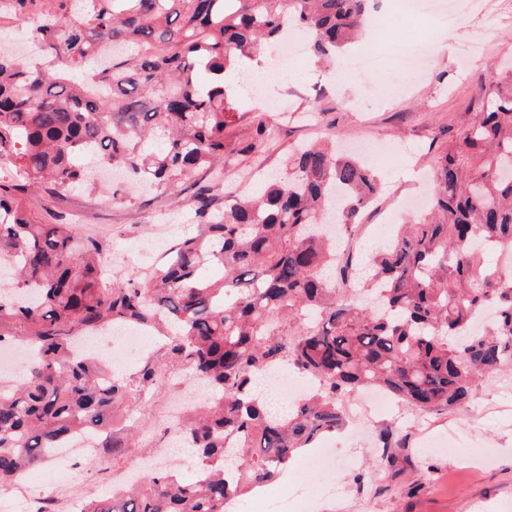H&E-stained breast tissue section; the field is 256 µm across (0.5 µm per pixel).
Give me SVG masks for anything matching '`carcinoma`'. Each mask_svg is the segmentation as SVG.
<instances>
[{"mask_svg": "<svg viewBox=\"0 0 512 512\" xmlns=\"http://www.w3.org/2000/svg\"><path fill=\"white\" fill-rule=\"evenodd\" d=\"M11 2L40 54L0 55V157L16 159L0 184V258L15 268L0 287V343L25 339L36 354L23 378L0 385L1 488L79 432L114 455L130 447L117 411L165 365L146 363L129 383L75 353L86 331L172 330L167 359L209 396L183 426L196 478L158 473L83 512H224L339 428L346 395L375 386L434 414L512 367V266L499 263L512 259V64L437 156L428 208L369 259L358 301L341 292L358 260L336 253V232L382 190L370 166L325 140L296 147L258 194L216 208L214 188L239 61L291 26L330 59L362 32L368 0H49L34 17L28 0ZM202 170L214 186L190 183ZM85 183L129 203L141 187L185 185L197 231L146 279L107 288L100 240L36 222L26 200ZM209 265L224 275L205 277ZM280 363L324 391L275 409L256 378Z\"/></svg>", "mask_w": 512, "mask_h": 512, "instance_id": "cac0c4a2", "label": "carcinoma"}]
</instances>
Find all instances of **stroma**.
Returning a JSON list of instances; mask_svg holds the SVG:
<instances>
[{
  "mask_svg": "<svg viewBox=\"0 0 512 512\" xmlns=\"http://www.w3.org/2000/svg\"><path fill=\"white\" fill-rule=\"evenodd\" d=\"M371 13L385 25L367 47L377 56L368 71L337 77L347 56L318 61L309 53L289 70L272 69L265 76V94L281 99L308 120L279 122L250 98L246 85L253 60H243L235 80L240 117L226 131L224 192L241 194L260 189L269 174L283 170L289 148L324 132L356 147L367 143L379 150L407 152L401 163L382 162L376 171L399 195L420 191L429 178L433 159L479 110V89L492 77L495 64L512 55V0H495L490 16L468 7L466 0L424 17L420 28L434 42L425 69L403 68L399 49H415L402 15L392 0H371ZM493 21L494 46L477 58L464 54L486 21ZM265 115L266 136L256 134V117ZM40 223L72 224L77 235L96 236L103 244V261L113 276H143L150 259L140 252H163L196 230L190 220L188 195L144 196L134 203H113L82 190L56 199L44 192L31 196ZM187 377L143 392L128 423L141 431L167 402L189 389ZM320 446L334 449L337 484L343 500L325 496L324 476L293 460L273 480L283 489L306 482L311 497L295 512H505L512 506V370L493 375L469 403L441 414H422L406 407L378 416L366 432L353 426L325 435ZM135 440L124 456L104 448H86L68 460L71 485L90 486L91 498L112 490L113 473L150 455Z\"/></svg>",
  "mask_w": 512,
  "mask_h": 512,
  "instance_id": "stroma-1",
  "label": "stroma"
}]
</instances>
